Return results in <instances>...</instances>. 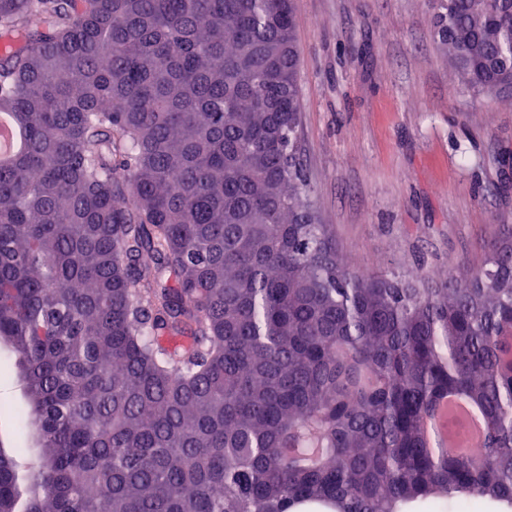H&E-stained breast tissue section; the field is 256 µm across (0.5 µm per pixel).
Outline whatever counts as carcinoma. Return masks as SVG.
Here are the masks:
<instances>
[{
    "mask_svg": "<svg viewBox=\"0 0 512 512\" xmlns=\"http://www.w3.org/2000/svg\"><path fill=\"white\" fill-rule=\"evenodd\" d=\"M461 80L512 0H438ZM291 0H0V347L35 446L0 512L512 509V228L437 285L365 276L296 153ZM456 391L483 451L431 423ZM26 130L9 115L0 116V161L5 163L25 149Z\"/></svg>",
    "mask_w": 512,
    "mask_h": 512,
    "instance_id": "obj_1",
    "label": "carcinoma"
}]
</instances>
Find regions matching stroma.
<instances>
[{
    "label": "stroma",
    "mask_w": 512,
    "mask_h": 512,
    "mask_svg": "<svg viewBox=\"0 0 512 512\" xmlns=\"http://www.w3.org/2000/svg\"><path fill=\"white\" fill-rule=\"evenodd\" d=\"M299 158L321 223L358 272L480 266L512 225V95H478L438 39L431 0H294ZM0 439L30 444L0 350Z\"/></svg>",
    "instance_id": "obj_1"
}]
</instances>
